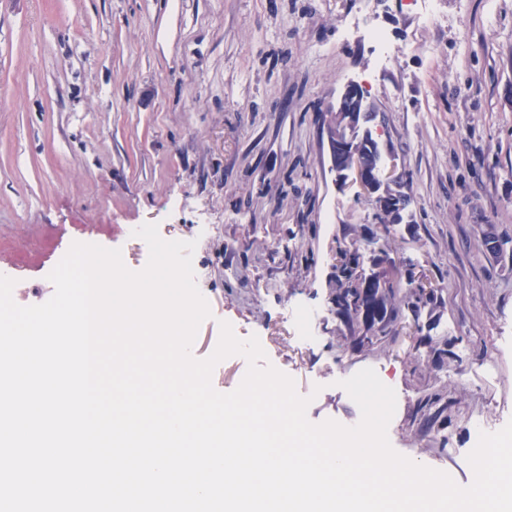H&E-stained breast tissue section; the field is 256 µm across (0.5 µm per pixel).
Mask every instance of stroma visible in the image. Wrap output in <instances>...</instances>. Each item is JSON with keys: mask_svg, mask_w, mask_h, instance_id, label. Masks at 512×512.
Listing matches in <instances>:
<instances>
[{"mask_svg": "<svg viewBox=\"0 0 512 512\" xmlns=\"http://www.w3.org/2000/svg\"><path fill=\"white\" fill-rule=\"evenodd\" d=\"M364 0H0V275L48 301L72 243L142 270L158 226L196 241L211 315L257 336L311 396L310 422L359 423L342 388L373 368L396 392L392 447L467 483L473 419L512 420V0H404L375 14L397 50L377 65ZM383 112L379 142L409 196L401 224L338 175L328 127L348 83ZM361 278L423 287L382 345L334 302L341 250ZM320 315L314 340L294 313ZM443 392L444 412L427 399Z\"/></svg>", "mask_w": 512, "mask_h": 512, "instance_id": "1", "label": "stroma"}]
</instances>
